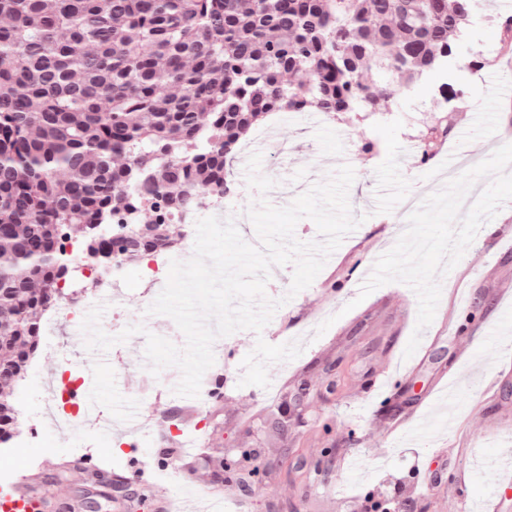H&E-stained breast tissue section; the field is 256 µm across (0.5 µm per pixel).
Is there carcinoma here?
Here are the masks:
<instances>
[{
  "mask_svg": "<svg viewBox=\"0 0 512 512\" xmlns=\"http://www.w3.org/2000/svg\"><path fill=\"white\" fill-rule=\"evenodd\" d=\"M479 0H0V445L72 272L173 246L169 213L231 192L227 163L273 112L386 107L365 70H442ZM451 125L424 139L433 154ZM151 223L141 228L142 212Z\"/></svg>",
  "mask_w": 512,
  "mask_h": 512,
  "instance_id": "obj_1",
  "label": "carcinoma"
}]
</instances>
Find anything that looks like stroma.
Here are the masks:
<instances>
[{"instance_id": "35a3bbf8", "label": "stroma", "mask_w": 512, "mask_h": 512, "mask_svg": "<svg viewBox=\"0 0 512 512\" xmlns=\"http://www.w3.org/2000/svg\"><path fill=\"white\" fill-rule=\"evenodd\" d=\"M500 4L482 0L454 39V58L411 89L402 88L398 75L366 72L373 94L398 87L387 110L336 118L277 112L242 140L230 166L235 192L224 200L225 214H243L263 197L287 205L348 165L355 171L349 202L363 222L295 297L287 295L291 267H283L280 282L267 283V296L286 303L262 333L237 331L216 354L208 373L223 387L204 409L203 430L187 431L193 447L175 440V425L191 423L198 401L162 388L148 371L144 334L110 348L100 367L106 383L98 405L104 415L125 420L126 434L104 438L96 427H52L47 379L65 364L82 373L86 354L60 325L43 337L17 401L22 423L34 425L39 439L25 455L14 443L0 447V474L24 465L49 512H89L92 501L101 502L102 512H159V494L176 507L188 491L220 512H239L244 498L257 503L259 512H359L358 495L391 490L402 495L408 512H476L497 478L491 471L470 473L473 455L512 448V318L501 320L498 311L512 306V201L492 218L494 232L478 231L460 262L441 277L438 307L461 306V335H449L433 320L421 336L423 359L403 356L417 322L414 291L392 282L363 299L359 281L406 230L403 201H423L458 176L448 157L462 154L475 165L512 143V94L496 98L488 89L494 80L512 85V52L500 42L506 17ZM446 86L457 93L449 103L442 94ZM448 105L455 110L453 128L433 156L422 157L420 142ZM367 141L376 145L369 154L361 150ZM260 143L265 149L259 172L277 182L265 196L247 185L241 166ZM143 270L140 262L126 266L113 286L81 276L76 287L105 305L101 327L107 334L141 324L184 346L169 317L148 314L162 287ZM327 319L331 327L317 334ZM260 338L272 345L297 341L304 350L294 360L269 365V388L240 386L242 361ZM406 430L420 434L416 447L398 446ZM61 438L77 457L96 458L119 487L89 485L79 472L59 480ZM133 441L139 444L134 459L126 450ZM231 448L256 449L255 462L265 471L261 483L211 479L208 457ZM353 456L371 463L362 478L345 466Z\"/></svg>"}]
</instances>
